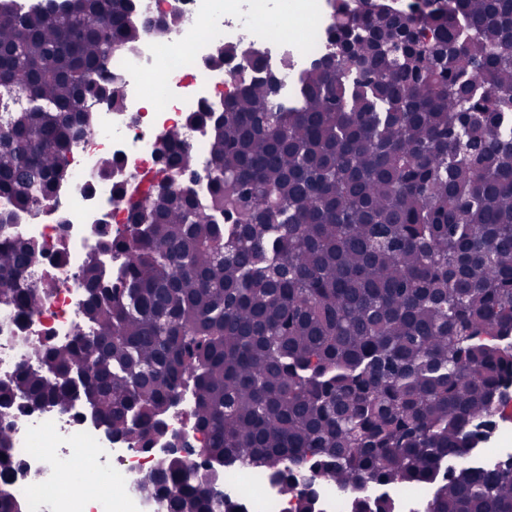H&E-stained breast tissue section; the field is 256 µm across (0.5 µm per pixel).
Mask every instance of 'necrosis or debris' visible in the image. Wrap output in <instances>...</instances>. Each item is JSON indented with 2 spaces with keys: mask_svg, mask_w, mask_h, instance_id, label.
Instances as JSON below:
<instances>
[{
  "mask_svg": "<svg viewBox=\"0 0 512 512\" xmlns=\"http://www.w3.org/2000/svg\"><path fill=\"white\" fill-rule=\"evenodd\" d=\"M335 14L336 0H138L140 19L163 18L167 28L143 32L133 46L113 48L112 72L125 85L122 104L94 113V130L75 145L58 187V207L19 215L7 227L12 238L39 244L33 277L55 287L25 318L0 308V381L32 365V345L67 344L94 331L84 309V254L98 230L116 234L127 222L126 202L101 175L100 159L117 157L131 177L156 171L169 132L177 128L182 146L199 158L196 189L206 193L211 132L187 117L204 105L222 111L239 80L235 64L214 66L211 58L229 49L257 54L277 74L281 93L290 94L328 54ZM193 402L191 390L183 389L165 414L157 451L145 453L114 441L105 424L80 406L44 409L15 400L0 409V424L13 438L12 466L0 474V489L25 512H166L164 501L141 482L166 460L170 440H179L187 463L200 462L206 435L193 419ZM221 490L245 512H297L310 490L319 512H348L356 495L371 493L367 486L339 492L300 482L287 496L275 477L243 466L225 472Z\"/></svg>",
  "mask_w": 512,
  "mask_h": 512,
  "instance_id": "necrosis-or-debris-1",
  "label": "necrosis or debris"
}]
</instances>
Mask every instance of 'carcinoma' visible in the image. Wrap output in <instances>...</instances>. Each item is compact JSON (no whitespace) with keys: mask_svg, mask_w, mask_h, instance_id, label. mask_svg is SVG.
I'll return each instance as SVG.
<instances>
[{"mask_svg":"<svg viewBox=\"0 0 512 512\" xmlns=\"http://www.w3.org/2000/svg\"><path fill=\"white\" fill-rule=\"evenodd\" d=\"M414 4V18L342 2L330 44L291 97L241 78L207 124L208 200L176 146L126 198L129 223L84 261L92 336L31 348L38 369L0 382L64 409L80 400L148 448L183 387L204 465L173 453L149 476L168 512H241L207 475L228 464L305 473L350 490L433 489L426 512H512V457L473 451L512 402V0ZM137 0L0 6V228L37 212L66 175L88 96L122 103L109 49L140 36ZM112 19L107 40L89 28ZM98 74L99 81L87 78ZM39 247L0 239V298L22 315L54 288L25 278ZM123 256L116 277L100 256ZM12 434L0 426V469ZM354 512H393L364 497Z\"/></svg>","mask_w":512,"mask_h":512,"instance_id":"obj_1","label":"carcinoma"}]
</instances>
